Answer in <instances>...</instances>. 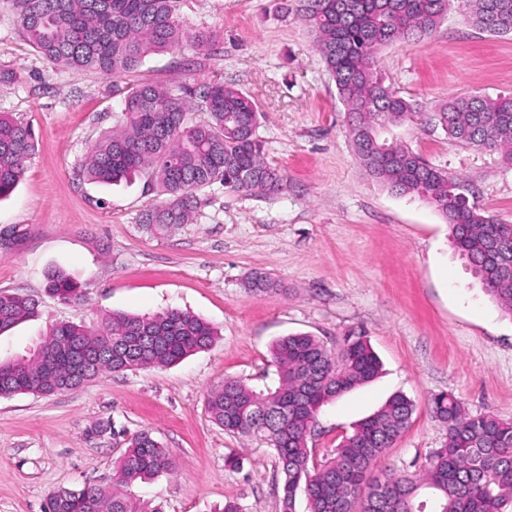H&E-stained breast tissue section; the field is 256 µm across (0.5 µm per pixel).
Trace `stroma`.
Masks as SVG:
<instances>
[{"instance_id":"1","label":"stroma","mask_w":512,"mask_h":512,"mask_svg":"<svg viewBox=\"0 0 512 512\" xmlns=\"http://www.w3.org/2000/svg\"><path fill=\"white\" fill-rule=\"evenodd\" d=\"M302 0H180L190 32L210 34L206 52H160L121 76L51 67L24 40L12 0H0V112L34 131L39 150L22 181L0 200V227L25 234L0 257V291L38 301L36 316L0 333V360L24 355L59 323L100 325L119 311L192 313L217 330L213 344L180 363L120 374L49 397L0 398V512H43L55 489L113 488L115 467L136 433L168 450L174 472L126 492L156 512H283L282 479L269 448L231 435L206 409L225 378L266 392L280 384L272 343L316 336L336 348L363 335L382 361L379 375L325 404L309 442L334 448L395 393L411 398L413 422L379 464L424 472L445 443L431 398L455 395L474 416L512 419V317L483 291L453 249L433 206L369 176L351 143L348 114L302 17ZM386 85L431 112L458 95L512 96V36L468 23L456 0L423 43L378 54ZM216 81L250 94L262 114L264 157L282 169L281 193L199 191L191 223L165 236L141 224L158 196L147 176L118 185L77 176L89 147L111 130L127 85L154 82L203 90ZM428 164L460 178L481 209L512 224V164L501 153L456 144L438 126L387 127ZM65 270L85 290L80 304L49 297L44 276ZM271 275L278 293L245 287ZM240 465L225 466L228 453Z\"/></svg>"}]
</instances>
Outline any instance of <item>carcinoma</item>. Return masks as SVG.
Masks as SVG:
<instances>
[{"label": "carcinoma", "mask_w": 512, "mask_h": 512, "mask_svg": "<svg viewBox=\"0 0 512 512\" xmlns=\"http://www.w3.org/2000/svg\"><path fill=\"white\" fill-rule=\"evenodd\" d=\"M179 0H14L24 37L51 65L119 74L157 52L188 42L211 44L191 34L176 16ZM305 20L332 75L339 100L352 117L351 141L365 171L399 194L414 195L446 219L454 248L484 290L512 316V224L471 203L462 181L429 165L411 148L382 137L390 124L434 122L448 137L476 149L499 151L512 163V98L456 97L436 112L400 96L377 72V54L393 42L419 44L437 28L448 0H304ZM470 24L491 36L512 35V0H460ZM206 118L196 121L185 90L138 84L127 90L112 130L95 141L79 175L118 184L148 174L157 204L142 214L151 233L185 224L197 192L220 184L237 193L285 190L288 180L265 161L256 136L258 106L234 84L214 82L200 92ZM30 128L0 114V198L10 195L36 151ZM23 236L0 228V252ZM255 294L277 291L268 274L251 275ZM47 290L64 302L83 299L80 283L54 270ZM37 302L0 291V333L35 314ZM216 336L204 319L176 309L151 315L114 312L97 328L61 323L27 356L0 361V397L50 396L79 388L103 373L172 366L208 348ZM280 385L257 392L227 379L207 406L224 431L272 449L283 474L282 502L292 503L305 483L310 512H512V421L469 415L452 394L434 396L433 416L446 426V441L424 476H372L376 465L410 426L415 404L393 395L363 419L323 461L308 448L319 409L344 392L372 381L382 363L362 336L336 349L307 333L276 340L270 349ZM176 467L147 431L129 441L113 482L169 473ZM45 512H144L130 497L100 489H59Z\"/></svg>", "instance_id": "1"}]
</instances>
